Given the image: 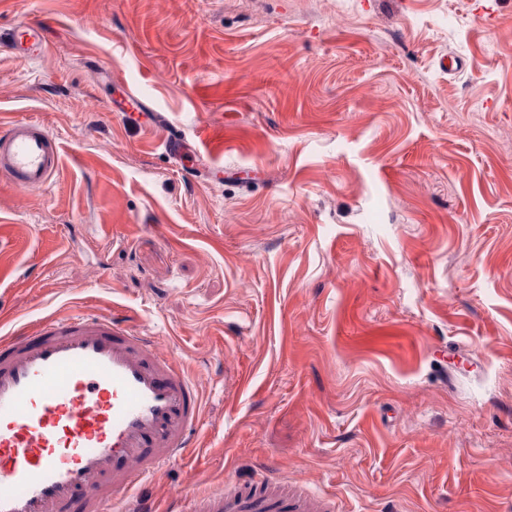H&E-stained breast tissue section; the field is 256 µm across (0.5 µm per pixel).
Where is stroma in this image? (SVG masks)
Listing matches in <instances>:
<instances>
[{"label":"stroma","mask_w":512,"mask_h":512,"mask_svg":"<svg viewBox=\"0 0 512 512\" xmlns=\"http://www.w3.org/2000/svg\"><path fill=\"white\" fill-rule=\"evenodd\" d=\"M34 20L0 124L62 164L0 181V337L111 312L184 363L202 426L153 512L265 476L512 512V0H0ZM59 165V146L38 122L16 120L0 129L1 180L20 189L40 188Z\"/></svg>","instance_id":"stroma-1"}]
</instances>
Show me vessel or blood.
<instances>
[{"mask_svg":"<svg viewBox=\"0 0 512 512\" xmlns=\"http://www.w3.org/2000/svg\"><path fill=\"white\" fill-rule=\"evenodd\" d=\"M22 56L47 47L32 22L0 34ZM60 165L41 124L0 129V177L46 186ZM201 427V400L183 363L111 315L71 316L0 339V512H115L162 464L183 454ZM239 488L189 512H271L277 483Z\"/></svg>","mask_w":512,"mask_h":512,"instance_id":"obj_1","label":"vessel or blood"}]
</instances>
